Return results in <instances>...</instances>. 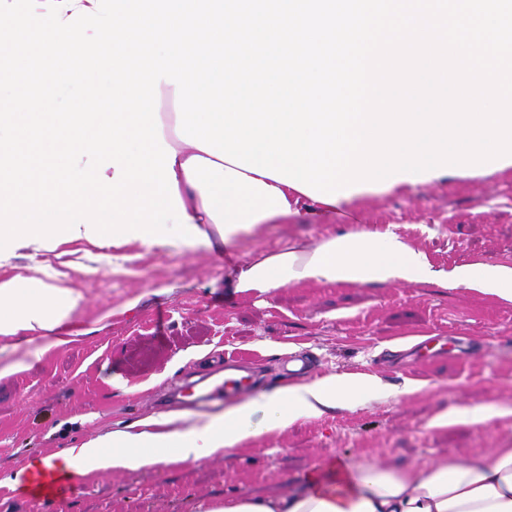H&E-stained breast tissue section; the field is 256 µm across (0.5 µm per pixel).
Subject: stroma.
<instances>
[{"label":"stroma","instance_id":"1","mask_svg":"<svg viewBox=\"0 0 512 512\" xmlns=\"http://www.w3.org/2000/svg\"><path fill=\"white\" fill-rule=\"evenodd\" d=\"M352 209L363 223L395 230L437 269L512 265L511 174L368 197ZM344 222L270 224L229 253L72 241L43 255L55 284L81 303L58 328L56 347L33 334L0 335V366H20L0 378V512H200L238 492L291 491L330 459L423 465L511 447L512 413L485 425L435 420L458 404L512 410V303L435 285L301 284L256 296L229 283L239 262L292 239L316 244ZM308 351L317 367L291 373V357ZM224 352L255 360L259 391L348 373L378 377L394 393L299 419L194 466L77 470L61 501L33 500L13 484L33 457L124 425L201 418L168 398L166 385L202 377Z\"/></svg>","mask_w":512,"mask_h":512}]
</instances>
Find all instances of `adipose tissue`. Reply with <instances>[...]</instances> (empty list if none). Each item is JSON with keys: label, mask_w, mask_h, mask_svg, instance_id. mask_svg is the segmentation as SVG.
Here are the masks:
<instances>
[{"label": "adipose tissue", "mask_w": 512, "mask_h": 512, "mask_svg": "<svg viewBox=\"0 0 512 512\" xmlns=\"http://www.w3.org/2000/svg\"><path fill=\"white\" fill-rule=\"evenodd\" d=\"M166 143L176 152L173 169L190 219L210 242L231 247L262 225L307 212L316 217L347 210L273 179L240 169L179 139L176 115L162 121ZM51 273L0 280V335H46L66 321L81 297L61 290ZM454 284L512 302V266L466 264L438 270L425 253L392 230L354 224L314 249L291 245L271 256L244 262L233 281L236 292L267 296L296 284L370 286ZM374 377L344 374L310 383L284 384L239 402L224 414L192 421L164 434L115 431L68 451L32 458L30 470H93L109 465L131 470L191 465L218 450L287 429L301 417L347 407L366 394L387 392ZM207 512H512V447L461 460L439 458L421 467L398 463L352 467L341 460L304 472L293 490L257 496L243 492Z\"/></svg>", "instance_id": "1"}]
</instances>
